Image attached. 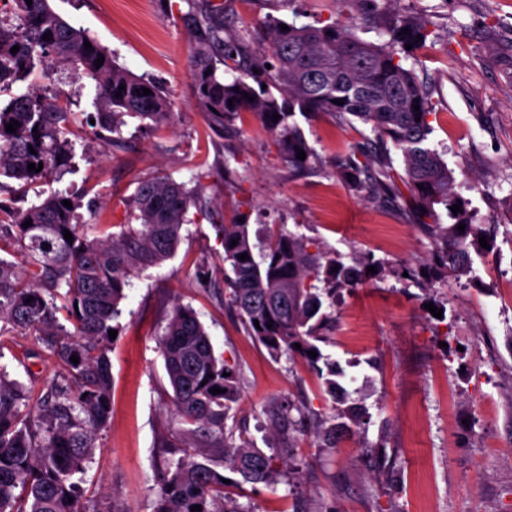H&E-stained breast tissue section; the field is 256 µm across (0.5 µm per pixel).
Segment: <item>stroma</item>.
I'll use <instances>...</instances> for the list:
<instances>
[{"mask_svg": "<svg viewBox=\"0 0 512 512\" xmlns=\"http://www.w3.org/2000/svg\"><path fill=\"white\" fill-rule=\"evenodd\" d=\"M223 3L226 33L239 37L269 16L299 26L371 9L421 19L427 38L405 64L429 94V145L453 169L454 190L474 223L496 225L498 252L474 258L471 275L446 276L428 291L404 281V271L427 266L429 227L448 217L441 209L424 216L409 200L379 194L369 173L355 189L337 174L338 163L365 161L359 122L300 118L313 154L291 165L256 116L240 113L220 132L197 107L183 0H50L173 105L162 127L128 123L121 150L103 146L94 127L74 126L82 148L56 187L81 197L89 237L96 225L126 223L137 182L149 175L199 176L210 208L206 215L189 210L174 257L127 290L109 352L112 420L97 436L85 476L91 512H152L165 457L160 442L176 429L159 340L178 303L195 309L216 354L239 376L238 426L255 447L275 448L289 463L275 487L236 490L240 503L256 512H512V0ZM94 86L82 66L69 64L1 86L0 104L40 90L88 113ZM241 214L256 227L296 230L310 253L382 264L364 284L338 292L330 310L336 324L322 349L349 376L350 403L371 416L334 447L320 433L336 414L322 379L302 358H272L224 301L213 227ZM204 271L207 289L197 285ZM435 307L442 317L432 315ZM0 364L37 395L58 370L30 335L10 336ZM284 400L306 425L271 427L269 414ZM368 448L394 459V469L378 467Z\"/></svg>", "mask_w": 512, "mask_h": 512, "instance_id": "obj_1", "label": "stroma"}]
</instances>
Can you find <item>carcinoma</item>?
<instances>
[{
    "mask_svg": "<svg viewBox=\"0 0 512 512\" xmlns=\"http://www.w3.org/2000/svg\"><path fill=\"white\" fill-rule=\"evenodd\" d=\"M185 2L195 43L193 93L211 126L222 127L231 117L250 112L275 133L277 149L288 163L302 165L298 152L308 156L312 149L296 115L354 117L368 131L364 140L375 182H392L393 149L403 167L400 180L414 206L426 213L440 206L452 220L432 225L437 243L428 273L452 267L468 274V248L481 258L490 254L479 243L484 232L471 223L467 203L453 190L452 170L428 147V94L400 56L405 45L415 47L425 40L423 24L402 19L386 27L387 41L376 44L360 39L353 25L289 23L283 30L282 20L268 17L250 33L251 41L268 44V51L253 57L246 43L224 38L223 5ZM3 6L15 23L6 26L0 20V83L23 81L37 67L48 72L81 65L95 81V121L105 130L99 140L116 148L124 144L127 119L156 125L170 119L171 101L157 85L115 64L95 41L85 48L87 33L59 16L49 0H32L30 5L7 0ZM48 31L52 36L45 40ZM15 46L19 51L13 54ZM234 54L241 57L233 67L236 74H217V64ZM101 56L104 62L98 68L95 62ZM121 86L125 90H119ZM145 88L151 94L143 95ZM335 99L341 104L333 103ZM275 114L280 115L276 122ZM13 120L19 122L16 131H6ZM80 121V116L32 92L14 97L0 107V178L21 188L62 178L76 151L72 126ZM40 162L41 171L28 169V164ZM192 181L196 186L191 188L171 176L140 181L129 203L136 223L123 224L119 234L104 239L89 238L90 225L76 223L79 201L71 194L51 189L24 210L0 201V253L19 250L27 257V264L18 266L0 256V335L11 329L36 334L60 367L33 407L24 387L0 366V512H88L82 474L96 448V436L107 428L112 413L109 331L117 329L113 322L121 316L130 279L175 255L190 208L209 212L199 177ZM64 200L72 206L65 207ZM458 202L461 211L454 213L450 206ZM27 220L32 225L22 227ZM460 223L465 230H458ZM213 228L224 252L226 303L237 311L249 335L274 357L300 356L325 377L336 402L346 403L347 391L337 381L344 371L319 347L325 341L321 330L332 320L324 298L368 279L371 262L347 265L327 255L322 264L308 252L303 236L280 226L254 238L244 222ZM66 229L71 242L64 239ZM244 253L249 259L242 261L239 255ZM319 278L327 288L314 284ZM61 312L74 332L59 322ZM296 343L301 348H295ZM160 351L173 390L172 414L181 424V456L168 460L161 471L153 512H191L193 505L201 512H255L251 505L226 496L224 474L217 470L222 464L237 474L239 487L271 486L280 477L275 455L246 439L237 444L233 432L224 431V420L239 397L236 372L215 355L189 305L173 308ZM310 351L317 356L310 357ZM73 355L79 363L70 360ZM215 387L222 393H210Z\"/></svg>",
    "mask_w": 512,
    "mask_h": 512,
    "instance_id": "cac0c4a2",
    "label": "carcinoma"
}]
</instances>
